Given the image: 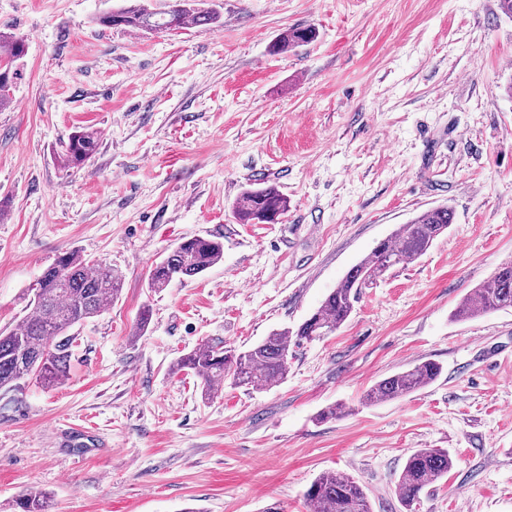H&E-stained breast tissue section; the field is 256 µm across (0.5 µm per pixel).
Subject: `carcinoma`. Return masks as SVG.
Returning a JSON list of instances; mask_svg holds the SVG:
<instances>
[{"label":"carcinoma","instance_id":"carcinoma-1","mask_svg":"<svg viewBox=\"0 0 512 512\" xmlns=\"http://www.w3.org/2000/svg\"><path fill=\"white\" fill-rule=\"evenodd\" d=\"M127 5L100 17L106 27L133 31H174L189 26L214 24L217 12L190 6V0H168L161 11H153L142 0H126ZM314 38L310 28L282 32L272 46L286 52ZM26 51L20 37L0 32V67L11 79L0 85V107L11 102L10 92L20 71L16 62ZM98 132L83 128L66 144L68 166L81 169L98 150ZM288 211V200L273 185L257 183L245 189L233 205L239 224H276ZM448 206L430 208L400 225L372 252L350 268L326 296L322 305L296 331H274L244 351L219 343H205L183 355L181 370L201 379L202 391L212 396L224 388L269 386L286 378L291 346L312 341L338 330L350 317L362 289L382 278L391 268L424 255L434 241L454 223ZM224 258V243L195 236L175 246L166 257L153 264L148 288L160 292L173 282L193 279ZM122 276L112 266L86 259L76 250L61 253L44 269L37 281L29 312L15 328L0 333V389L15 388L24 380H34L53 388L68 376L76 336L71 329L88 318L101 315L122 294ZM512 309V263L498 268L486 283L472 289L457 306L458 318H473L491 311ZM442 367L423 361L412 368L386 377L366 392L368 404L393 401L408 396L436 381ZM454 458L446 450L421 448L407 457L396 493L402 506L413 510L424 490L448 475ZM307 512H370L366 494L354 478L336 473L319 475L303 494ZM18 512H46L38 494H25L16 501Z\"/></svg>","mask_w":512,"mask_h":512}]
</instances>
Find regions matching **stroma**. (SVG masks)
Instances as JSON below:
<instances>
[{
    "label": "stroma",
    "mask_w": 512,
    "mask_h": 512,
    "mask_svg": "<svg viewBox=\"0 0 512 512\" xmlns=\"http://www.w3.org/2000/svg\"><path fill=\"white\" fill-rule=\"evenodd\" d=\"M213 2L219 26L132 32L97 22L123 0H0V31L27 45L0 109V330L63 251L124 277L76 327L62 384L0 390V512L39 492L49 512H306L326 471L362 485L371 512H406L395 486L420 448L455 464L416 512H512V309L453 316L512 262V19L498 0ZM291 27L317 37L272 53ZM82 128L100 147L77 170L63 147ZM258 179L287 197L280 223L233 219ZM440 205L447 233L364 289L338 331L292 347L282 382L207 399L172 372L203 343L297 329ZM192 236L220 237L223 261L147 288ZM427 359L434 383L364 403ZM337 403L345 415L317 421Z\"/></svg>",
    "instance_id": "35a3bbf8"
}]
</instances>
